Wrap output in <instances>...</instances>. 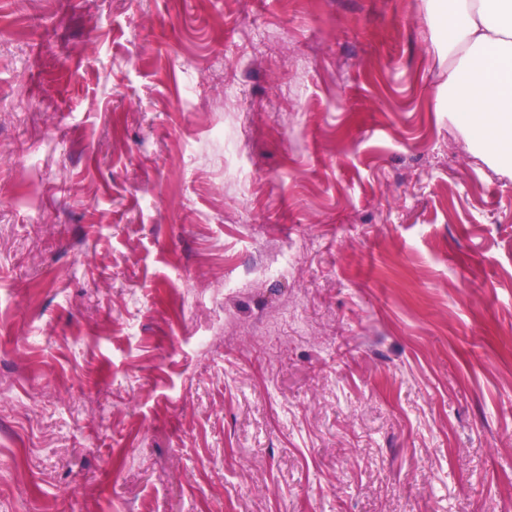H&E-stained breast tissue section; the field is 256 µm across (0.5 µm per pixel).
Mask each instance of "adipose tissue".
<instances>
[{
  "instance_id": "adipose-tissue-1",
  "label": "adipose tissue",
  "mask_w": 512,
  "mask_h": 512,
  "mask_svg": "<svg viewBox=\"0 0 512 512\" xmlns=\"http://www.w3.org/2000/svg\"><path fill=\"white\" fill-rule=\"evenodd\" d=\"M445 32L448 110L512 165V0H427Z\"/></svg>"
}]
</instances>
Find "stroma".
<instances>
[{
    "mask_svg": "<svg viewBox=\"0 0 512 512\" xmlns=\"http://www.w3.org/2000/svg\"><path fill=\"white\" fill-rule=\"evenodd\" d=\"M426 0H0V512H512V166Z\"/></svg>",
    "mask_w": 512,
    "mask_h": 512,
    "instance_id": "35a3bbf8",
    "label": "stroma"
}]
</instances>
